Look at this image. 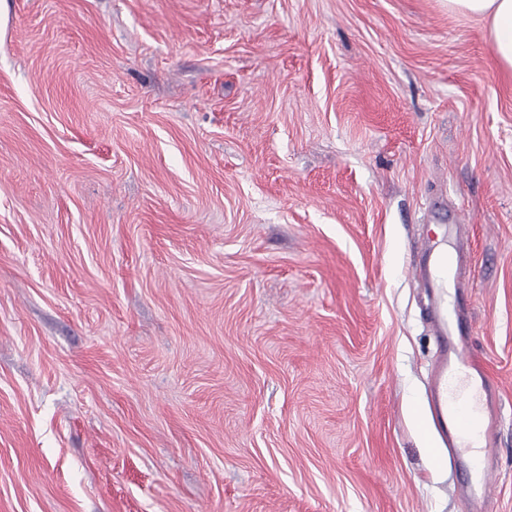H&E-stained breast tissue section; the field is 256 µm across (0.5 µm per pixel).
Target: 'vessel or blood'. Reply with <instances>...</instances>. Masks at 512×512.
<instances>
[{
  "instance_id": "obj_1",
  "label": "vessel or blood",
  "mask_w": 512,
  "mask_h": 512,
  "mask_svg": "<svg viewBox=\"0 0 512 512\" xmlns=\"http://www.w3.org/2000/svg\"><path fill=\"white\" fill-rule=\"evenodd\" d=\"M468 253L457 245L448 253L434 252L429 244L417 248L414 275L429 291V320L439 355L436 367L433 405L436 426L447 438L467 475L465 488L477 502H490L492 477L496 469L491 448L497 412V390L491 384L483 364L469 346L472 327L468 288L470 279ZM455 303H448V295ZM473 388L474 409L459 403L465 388ZM479 411V421H472V411ZM480 444H473V436Z\"/></svg>"
}]
</instances>
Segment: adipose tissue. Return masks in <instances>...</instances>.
Listing matches in <instances>:
<instances>
[{
	"label": "adipose tissue",
	"instance_id": "adipose-tissue-1",
	"mask_svg": "<svg viewBox=\"0 0 512 512\" xmlns=\"http://www.w3.org/2000/svg\"><path fill=\"white\" fill-rule=\"evenodd\" d=\"M448 11L481 20L503 68L512 71V0H446Z\"/></svg>",
	"mask_w": 512,
	"mask_h": 512
}]
</instances>
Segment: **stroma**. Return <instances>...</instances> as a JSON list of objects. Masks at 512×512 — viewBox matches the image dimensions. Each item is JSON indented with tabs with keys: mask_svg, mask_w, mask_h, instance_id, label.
Returning a JSON list of instances; mask_svg holds the SVG:
<instances>
[{
	"mask_svg": "<svg viewBox=\"0 0 512 512\" xmlns=\"http://www.w3.org/2000/svg\"><path fill=\"white\" fill-rule=\"evenodd\" d=\"M468 225L512 512V72L444 0H5L0 512H471L408 268Z\"/></svg>",
	"mask_w": 512,
	"mask_h": 512,
	"instance_id": "1",
	"label": "stroma"
}]
</instances>
